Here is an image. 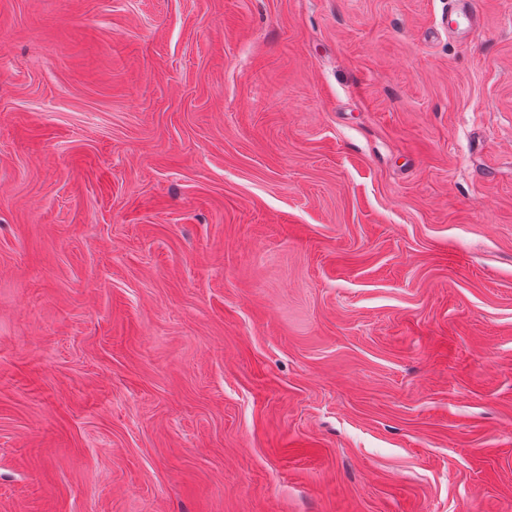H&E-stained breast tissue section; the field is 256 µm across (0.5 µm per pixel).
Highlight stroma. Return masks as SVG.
Returning <instances> with one entry per match:
<instances>
[{
    "label": "stroma",
    "instance_id": "1",
    "mask_svg": "<svg viewBox=\"0 0 512 512\" xmlns=\"http://www.w3.org/2000/svg\"><path fill=\"white\" fill-rule=\"evenodd\" d=\"M0 0V512H512V0ZM448 28L456 35H469L477 28L472 0H448Z\"/></svg>",
    "mask_w": 512,
    "mask_h": 512
}]
</instances>
